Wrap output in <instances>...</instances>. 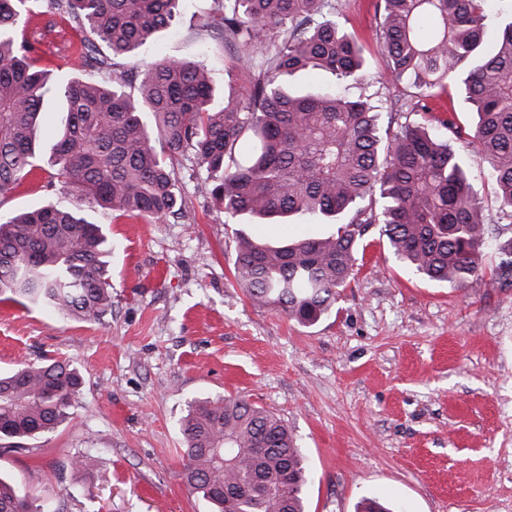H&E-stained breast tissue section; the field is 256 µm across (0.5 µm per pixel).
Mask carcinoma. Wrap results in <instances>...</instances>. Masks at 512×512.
Listing matches in <instances>:
<instances>
[{
  "mask_svg": "<svg viewBox=\"0 0 512 512\" xmlns=\"http://www.w3.org/2000/svg\"><path fill=\"white\" fill-rule=\"evenodd\" d=\"M29 0H0V194L37 167L34 131L50 70L26 37ZM183 0H44L81 31L93 71L59 87L64 123L50 163L67 200L0 219V300L102 320L112 310L103 225L83 208L157 220L181 210L175 162L207 172L224 223L299 217L334 230L283 244L240 231L234 277L251 301L303 326L336 303L371 224L414 272L461 288L482 271L489 225L456 144L472 147L512 219V19L486 46L494 0H379V39L401 105L420 120L382 129L374 105L347 96L364 82L360 47L334 0H210L208 27L250 75L213 106L201 61L140 59ZM331 72L332 86L294 94L289 80ZM453 83L474 109L471 128L432 115ZM496 272L512 270V237L495 239ZM82 376L66 360L0 375V447L24 450L78 402ZM189 492L211 512H305L310 474L288 426L242 397L190 403L181 421ZM0 512H48L0 476Z\"/></svg>",
  "mask_w": 512,
  "mask_h": 512,
  "instance_id": "carcinoma-1",
  "label": "carcinoma"
}]
</instances>
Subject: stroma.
<instances>
[{
	"mask_svg": "<svg viewBox=\"0 0 512 512\" xmlns=\"http://www.w3.org/2000/svg\"><path fill=\"white\" fill-rule=\"evenodd\" d=\"M208 0H187L147 56L204 62L216 86L235 53L206 26ZM28 28L49 68L48 123L57 88L88 68L80 35L34 0ZM364 49L366 81L351 96H404L378 37L375 0H336ZM467 169L496 235L512 236L480 156ZM178 218L90 211L111 253L112 313L103 321L0 302V372L65 358L84 378L69 419L19 452L0 451V474L54 512H208L183 480L180 421L197 399L242 396L276 413L313 478L307 512H355L362 498L398 512H512V281L499 259L465 286L422 278L395 259L372 225L336 303L305 327L253 304L233 277L235 225L206 191L204 170L176 166ZM48 163L0 194V215L56 198ZM87 455L85 468L71 466Z\"/></svg>",
	"mask_w": 512,
	"mask_h": 512,
	"instance_id": "1",
	"label": "stroma"
}]
</instances>
